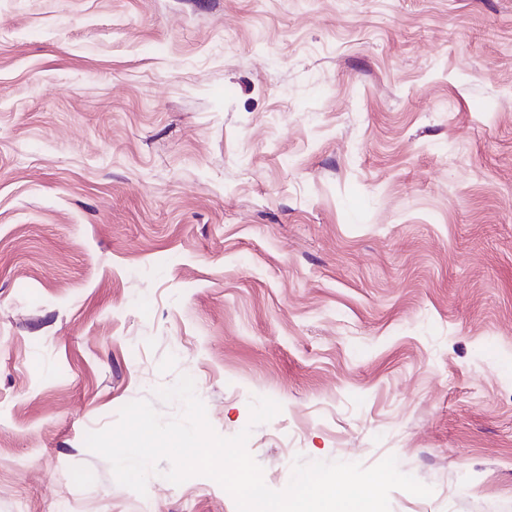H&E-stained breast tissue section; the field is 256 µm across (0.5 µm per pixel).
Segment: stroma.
I'll return each mask as SVG.
<instances>
[{
  "instance_id": "1",
  "label": "stroma",
  "mask_w": 512,
  "mask_h": 512,
  "mask_svg": "<svg viewBox=\"0 0 512 512\" xmlns=\"http://www.w3.org/2000/svg\"><path fill=\"white\" fill-rule=\"evenodd\" d=\"M183 375L512 512V0H0V512H236L84 444Z\"/></svg>"
}]
</instances>
